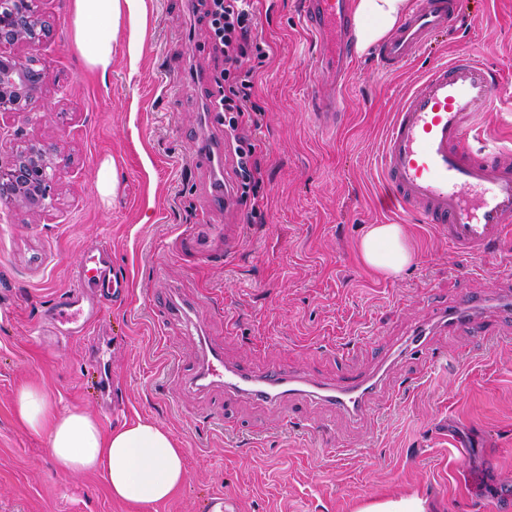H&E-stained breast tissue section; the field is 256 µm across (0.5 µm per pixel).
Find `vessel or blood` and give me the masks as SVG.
Listing matches in <instances>:
<instances>
[{
    "mask_svg": "<svg viewBox=\"0 0 512 512\" xmlns=\"http://www.w3.org/2000/svg\"><path fill=\"white\" fill-rule=\"evenodd\" d=\"M299 12L316 67L336 75L334 83L316 85L308 97L320 125L332 127L339 115L340 83L354 62L353 10L349 0H299ZM458 15L459 0H411L402 25L376 48L375 65L383 71L403 68ZM497 96L494 74L480 59L463 55L438 64L428 70L419 90L404 94L381 147V208L405 212L421 224L445 226L448 243L460 256L489 254L512 232V155L492 146L474 149L469 139ZM127 286V280L113 277L106 249L86 248L74 284L55 302L51 318L64 335H89L101 301L117 297ZM479 305L476 297H461L438 319L451 333L478 329L494 336V327H480L474 318ZM196 378L223 385L233 395L260 397L282 389L293 394L306 383L282 365L262 372L226 367L216 348ZM378 387L375 378L354 374L323 391L336 407L362 413Z\"/></svg>",
    "mask_w": 512,
    "mask_h": 512,
    "instance_id": "obj_1",
    "label": "vessel or blood"
}]
</instances>
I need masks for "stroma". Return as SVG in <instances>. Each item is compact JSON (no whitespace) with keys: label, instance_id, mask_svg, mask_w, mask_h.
<instances>
[{"label":"stroma","instance_id":"obj_1","mask_svg":"<svg viewBox=\"0 0 512 512\" xmlns=\"http://www.w3.org/2000/svg\"><path fill=\"white\" fill-rule=\"evenodd\" d=\"M467 20L438 34L407 67L384 73L356 55L342 87L345 112L322 130L310 87L334 81L314 68L298 0H252L272 48L255 77L265 114L260 223L245 209L211 208L224 137L208 154L205 88L216 60L197 0H145L139 59L121 20L107 71L74 43L71 0H40L49 35L34 47L45 81L28 108L0 116V148L16 128L52 155L51 202L34 214L0 204V512H203L223 494L228 512H357L393 495H418L427 512H512V234L488 256L461 257L446 229L382 211L383 135L407 90L431 67L467 53L499 80L474 146L512 149V0H464ZM116 186L98 189L101 166ZM236 227L231 256L205 258L191 238ZM372 224L403 225L412 262L379 275L359 243ZM112 249L125 299L105 302L90 335L57 334L50 311L71 287L83 251ZM485 295L477 318L498 338L436 333L438 362L393 355L448 300ZM195 303L202 323L177 314ZM230 365H285L333 382L383 373L373 414L352 418L317 400L259 403L195 385L209 343ZM112 387L104 414L99 380ZM57 410L80 408L107 427L137 418L171 432L186 479L169 500L136 507L112 499L98 473L61 472L46 435L16 412L23 386Z\"/></svg>","mask_w":512,"mask_h":512}]
</instances>
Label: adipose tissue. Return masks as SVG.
<instances>
[{"label":"adipose tissue","instance_id":"adipose-tissue-1","mask_svg":"<svg viewBox=\"0 0 512 512\" xmlns=\"http://www.w3.org/2000/svg\"><path fill=\"white\" fill-rule=\"evenodd\" d=\"M355 49L364 52L404 20L410 0H354ZM75 41L87 62L107 70L121 17H129L131 55H140L144 38V0H74ZM364 261L382 275L399 274L412 260L404 229L373 224L360 241ZM17 413L31 431L48 436L60 471L102 474L113 499L150 506L171 498L185 481L184 453L170 433L137 420L104 428L90 413L57 411L35 387L21 389Z\"/></svg>","mask_w":512,"mask_h":512}]
</instances>
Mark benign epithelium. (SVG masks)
I'll return each mask as SVG.
<instances>
[{
	"label": "benign epithelium",
	"instance_id": "7a95c632",
	"mask_svg": "<svg viewBox=\"0 0 512 512\" xmlns=\"http://www.w3.org/2000/svg\"><path fill=\"white\" fill-rule=\"evenodd\" d=\"M45 23L39 0H0V112L27 111L33 92L42 84L44 69L38 58L15 48L40 42ZM50 159L34 144L0 153V202L32 210L46 207Z\"/></svg>",
	"mask_w": 512,
	"mask_h": 512
}]
</instances>
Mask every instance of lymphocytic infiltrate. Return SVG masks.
Here are the masks:
<instances>
[{"label":"lymphocytic infiltrate","instance_id":"obj_1","mask_svg":"<svg viewBox=\"0 0 512 512\" xmlns=\"http://www.w3.org/2000/svg\"><path fill=\"white\" fill-rule=\"evenodd\" d=\"M202 20L207 39L224 56V69L215 84L222 94L224 129L236 156L239 201L246 204L245 221L251 224L261 218L264 209L262 156L253 139L264 111L253 99L254 78L269 53L258 35L250 0H209Z\"/></svg>","mask_w":512,"mask_h":512}]
</instances>
